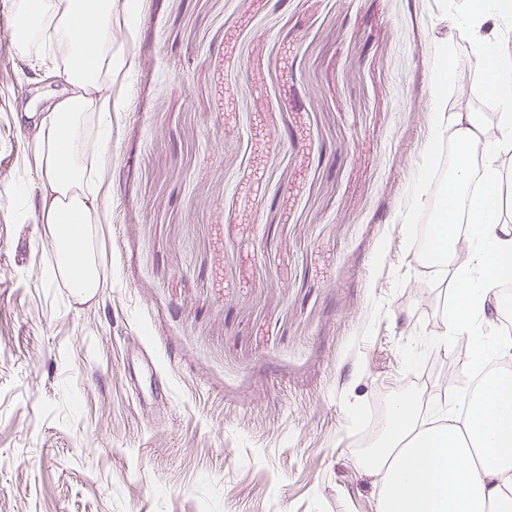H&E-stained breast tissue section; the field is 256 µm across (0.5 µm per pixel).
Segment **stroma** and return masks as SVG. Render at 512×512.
<instances>
[{"label":"stroma","instance_id":"obj_1","mask_svg":"<svg viewBox=\"0 0 512 512\" xmlns=\"http://www.w3.org/2000/svg\"><path fill=\"white\" fill-rule=\"evenodd\" d=\"M459 0H115L105 288L52 284L0 27V512H374L381 394L440 391L451 292L412 285L443 11Z\"/></svg>","mask_w":512,"mask_h":512}]
</instances>
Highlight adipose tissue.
<instances>
[{"label": "adipose tissue", "mask_w": 512, "mask_h": 512, "mask_svg": "<svg viewBox=\"0 0 512 512\" xmlns=\"http://www.w3.org/2000/svg\"><path fill=\"white\" fill-rule=\"evenodd\" d=\"M113 7L114 0L11 3L19 55L37 62L51 56L45 76L70 87L34 119L31 145L41 179L36 219L53 250L48 275L84 300L103 286V216L89 149L106 147L109 135ZM511 22L512 0H466L442 20L451 40L471 44L468 64L486 77L483 90L498 108L495 123H481L464 109L449 112L445 88L462 96L468 88L447 52L432 68L431 136L440 138L453 125L457 146L455 174L441 203L447 221L436 225L434 240L435 250L450 253L453 298L433 343L445 349L466 341L469 366L479 370L492 360H512V338L498 326L506 308L499 287L512 281V218L503 215V170L512 163V43L505 36ZM477 155L487 180L470 193ZM461 212L470 226L462 238L454 230ZM360 466L378 489L375 512H512V371L485 373L477 394L466 399L450 387L395 401Z\"/></svg>", "instance_id": "1"}]
</instances>
